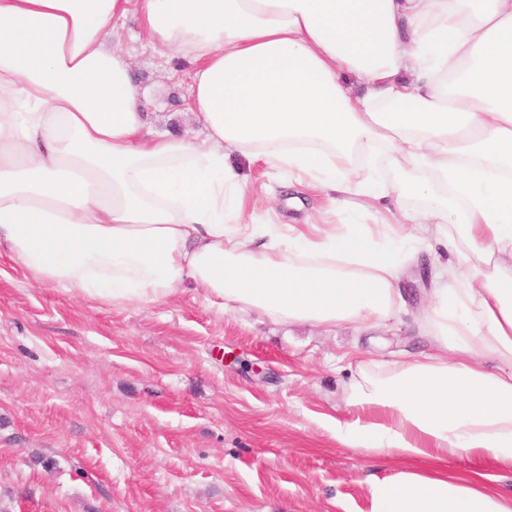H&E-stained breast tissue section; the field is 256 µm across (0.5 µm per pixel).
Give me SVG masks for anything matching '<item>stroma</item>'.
Segmentation results:
<instances>
[{
    "label": "stroma",
    "mask_w": 512,
    "mask_h": 512,
    "mask_svg": "<svg viewBox=\"0 0 512 512\" xmlns=\"http://www.w3.org/2000/svg\"><path fill=\"white\" fill-rule=\"evenodd\" d=\"M148 95L154 137L202 139L190 113L192 65L156 50L136 12L114 24ZM257 224H373V210L328 211L317 190L295 209L285 179L228 159ZM434 264L422 254L408 277ZM324 333L209 306L193 289L112 306L36 284L0 254V512H367L369 476L388 462L341 443L336 417L368 358L427 352L414 324Z\"/></svg>",
    "instance_id": "stroma-1"
}]
</instances>
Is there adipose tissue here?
<instances>
[{"label": "adipose tissue", "instance_id": "ef3b65f1", "mask_svg": "<svg viewBox=\"0 0 512 512\" xmlns=\"http://www.w3.org/2000/svg\"><path fill=\"white\" fill-rule=\"evenodd\" d=\"M130 2L0 0V249L103 303L190 286L329 331L398 319L407 268L440 243L432 353L369 362L334 428L401 461L368 479L369 512H512V0H138L152 42L193 64L199 142L146 131L112 46ZM231 153L403 222L245 223Z\"/></svg>", "mask_w": 512, "mask_h": 512}]
</instances>
